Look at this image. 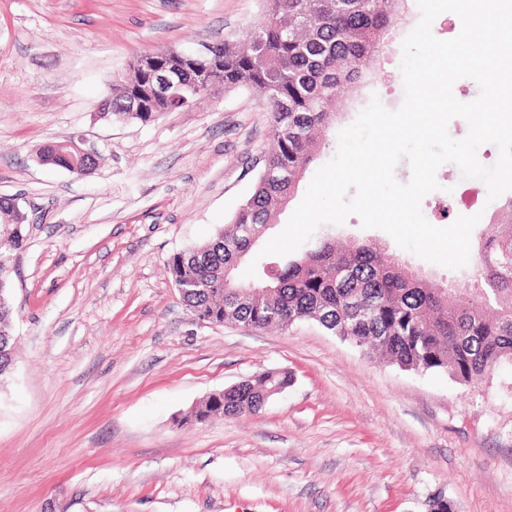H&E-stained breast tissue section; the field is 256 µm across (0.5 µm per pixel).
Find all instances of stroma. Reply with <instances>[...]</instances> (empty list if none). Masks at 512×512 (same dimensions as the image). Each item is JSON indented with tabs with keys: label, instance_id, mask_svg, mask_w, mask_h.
Returning a JSON list of instances; mask_svg holds the SVG:
<instances>
[{
	"label": "stroma",
	"instance_id": "35a3bbf8",
	"mask_svg": "<svg viewBox=\"0 0 512 512\" xmlns=\"http://www.w3.org/2000/svg\"><path fill=\"white\" fill-rule=\"evenodd\" d=\"M261 0H0V196L29 222L15 251L17 360L0 383V512H512V371L472 384L383 362L316 322L198 320L166 273L251 191L268 144L245 88L149 122L98 118L140 52L220 42ZM407 0L372 83L343 93L338 128L371 98L397 109ZM82 138L100 163L39 165ZM421 209L489 225L487 188L452 163ZM318 236L372 240L440 285L470 284L357 217ZM291 382L256 414L189 421L211 393L264 371Z\"/></svg>",
	"mask_w": 512,
	"mask_h": 512
}]
</instances>
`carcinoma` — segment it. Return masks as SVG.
Masks as SVG:
<instances>
[{
	"instance_id": "carcinoma-1",
	"label": "carcinoma",
	"mask_w": 512,
	"mask_h": 512,
	"mask_svg": "<svg viewBox=\"0 0 512 512\" xmlns=\"http://www.w3.org/2000/svg\"><path fill=\"white\" fill-rule=\"evenodd\" d=\"M405 0H264L262 21L238 40L224 39V90L246 87L267 105L271 138L253 192L211 240L174 254L167 272L198 319L263 329L312 320L407 370L446 372L468 383L512 365V194L498 200L499 222L480 236L475 281L469 288H433L412 266L376 243L324 236L303 253L280 259L251 283L236 279L240 262L258 244L277 212L329 143L339 90L371 76L369 64L389 47ZM144 85L112 87V115L147 122L176 109L175 99H147L141 112L124 103ZM38 157L71 170L58 142ZM27 214L0 198V381L15 365L12 252L22 248ZM265 371L230 390L210 394L192 412L214 416L257 413L290 384Z\"/></svg>"
}]
</instances>
